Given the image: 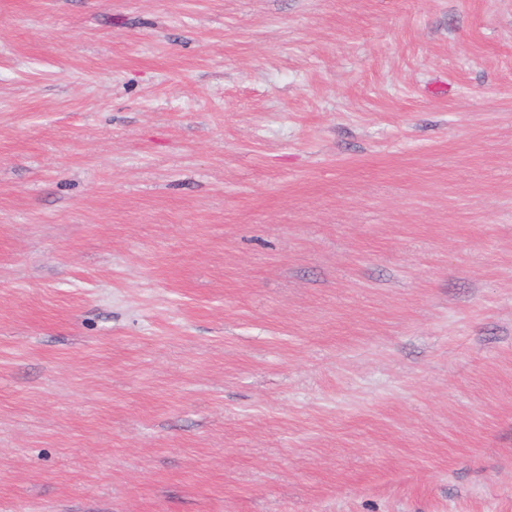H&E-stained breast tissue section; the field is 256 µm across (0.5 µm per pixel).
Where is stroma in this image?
Listing matches in <instances>:
<instances>
[{
  "label": "stroma",
  "mask_w": 512,
  "mask_h": 512,
  "mask_svg": "<svg viewBox=\"0 0 512 512\" xmlns=\"http://www.w3.org/2000/svg\"><path fill=\"white\" fill-rule=\"evenodd\" d=\"M0 512H512V0H0Z\"/></svg>",
  "instance_id": "35a3bbf8"
}]
</instances>
